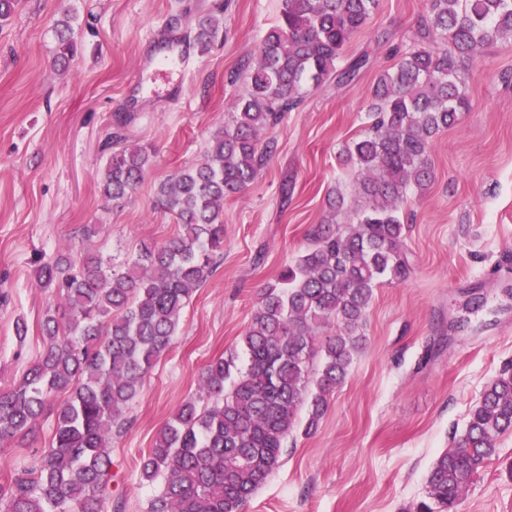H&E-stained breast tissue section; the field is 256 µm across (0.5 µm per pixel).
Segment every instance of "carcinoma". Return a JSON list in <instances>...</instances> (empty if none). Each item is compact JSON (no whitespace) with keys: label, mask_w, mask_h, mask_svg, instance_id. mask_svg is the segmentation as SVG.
I'll list each match as a JSON object with an SVG mask.
<instances>
[{"label":"carcinoma","mask_w":512,"mask_h":512,"mask_svg":"<svg viewBox=\"0 0 512 512\" xmlns=\"http://www.w3.org/2000/svg\"><path fill=\"white\" fill-rule=\"evenodd\" d=\"M378 0H282L281 16L262 40L250 86L231 124L212 137L205 160L160 183L156 199L181 231L144 241L120 267L91 252L61 253L36 268V287L60 299L46 311L44 350L22 381L0 391V444L33 441L45 412L54 415L49 447L0 485V512H103L112 431L144 380L173 345L187 301L224 253V197L244 190L274 151L262 129L301 104L306 81L350 83L368 64H339L351 35ZM69 11L53 27L54 65L78 52ZM512 37V0H429L415 45L382 71L366 110L367 131L347 146L357 168L356 225L336 227L341 192L309 246L264 287L237 354L204 366L198 393L183 402L142 462L144 480L163 483L147 512H243L278 467L288 436L306 410L304 432L317 429L328 397L363 349L374 290L404 281L408 191L431 182L436 138L471 108L461 78L466 60ZM145 148L111 151L101 184L119 201L149 166ZM512 432V370L490 380L459 438L438 456L417 512H457L468 481Z\"/></svg>","instance_id":"carcinoma-1"}]
</instances>
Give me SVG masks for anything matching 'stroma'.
<instances>
[{
	"label": "stroma",
	"instance_id": "1",
	"mask_svg": "<svg viewBox=\"0 0 512 512\" xmlns=\"http://www.w3.org/2000/svg\"><path fill=\"white\" fill-rule=\"evenodd\" d=\"M428 0H379L346 57L369 63L348 85L304 87L301 106L264 129L274 151L256 179L223 208L224 255L193 293L169 352L146 377L112 434V497L105 512H147L160 483L143 481L142 458L179 405L197 393L202 368L239 348L261 288L329 215L327 195L354 201L356 172L341 154L365 129L378 74L414 44ZM281 0H21L0 28V390L17 384L43 351L51 301L34 270L73 244L112 265L141 241L165 243L179 226L154 204L160 182L199 163L213 131L247 92L252 57L280 17ZM77 12L81 49L68 72L52 65V29ZM214 36L184 72L180 95L157 71L158 39L191 41L199 20ZM471 109L436 140L434 171L412 195L407 279L377 288L366 348L314 434L292 432L281 465L244 512H416L436 458L461 434L485 385L512 367V39L465 63ZM128 114L116 127L114 116ZM151 154L137 190L111 202L100 192L103 142ZM290 184V200L281 197ZM92 225L96 233L83 237ZM24 321L25 340L15 325ZM53 417L36 443L0 445V484L48 447ZM467 485L457 512H512V432Z\"/></svg>",
	"mask_w": 512,
	"mask_h": 512
}]
</instances>
